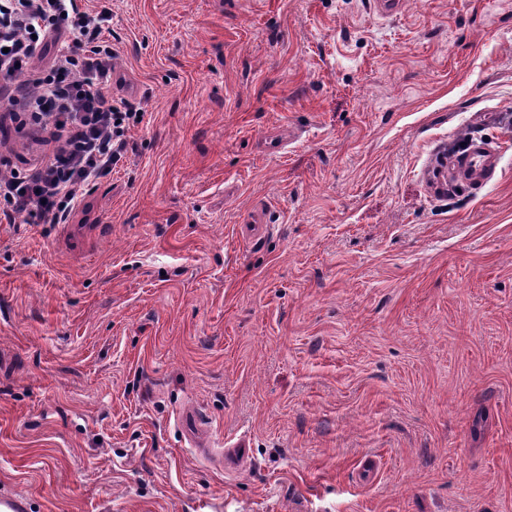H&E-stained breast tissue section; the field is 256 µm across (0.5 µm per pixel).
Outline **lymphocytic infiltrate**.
Returning a JSON list of instances; mask_svg holds the SVG:
<instances>
[{
  "label": "lymphocytic infiltrate",
  "mask_w": 512,
  "mask_h": 512,
  "mask_svg": "<svg viewBox=\"0 0 512 512\" xmlns=\"http://www.w3.org/2000/svg\"><path fill=\"white\" fill-rule=\"evenodd\" d=\"M112 10H81L77 0H0V129L31 124L51 150L31 167L0 176V214L27 213L63 224L86 187L111 173L142 120L129 102L113 103Z\"/></svg>",
  "instance_id": "1"
}]
</instances>
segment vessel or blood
Wrapping results in <instances>:
<instances>
[{
  "mask_svg": "<svg viewBox=\"0 0 512 512\" xmlns=\"http://www.w3.org/2000/svg\"><path fill=\"white\" fill-rule=\"evenodd\" d=\"M499 177V151L494 142L470 139L464 151L441 155L429 173L430 188L441 194L461 185L485 186Z\"/></svg>",
  "mask_w": 512,
  "mask_h": 512,
  "instance_id": "1",
  "label": "vessel or blood"
}]
</instances>
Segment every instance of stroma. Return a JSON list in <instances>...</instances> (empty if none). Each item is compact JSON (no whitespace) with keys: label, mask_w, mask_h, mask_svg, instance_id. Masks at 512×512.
<instances>
[{"label":"stroma","mask_w":512,"mask_h":512,"mask_svg":"<svg viewBox=\"0 0 512 512\" xmlns=\"http://www.w3.org/2000/svg\"><path fill=\"white\" fill-rule=\"evenodd\" d=\"M112 30L127 154L66 223L0 221V490L512 512V0H112ZM473 134L500 178L431 193Z\"/></svg>","instance_id":"obj_1"}]
</instances>
